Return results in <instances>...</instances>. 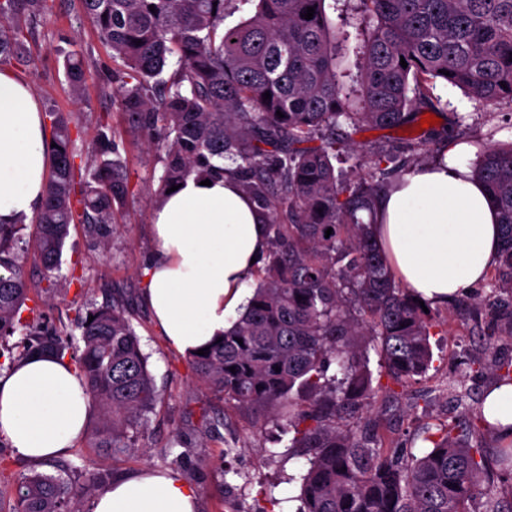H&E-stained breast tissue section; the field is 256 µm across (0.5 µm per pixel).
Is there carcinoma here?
I'll use <instances>...</instances> for the list:
<instances>
[{"label": "carcinoma", "mask_w": 512, "mask_h": 512, "mask_svg": "<svg viewBox=\"0 0 512 512\" xmlns=\"http://www.w3.org/2000/svg\"><path fill=\"white\" fill-rule=\"evenodd\" d=\"M232 2L81 0L100 41L121 61L102 95L164 152L155 200L192 175L224 173L227 159L267 218L259 286L222 341L190 356L196 376L256 420L284 423L294 431L293 447L315 449L301 476L298 512H467L465 505L481 498L482 512H512L493 490L497 480L512 486V442L487 452L481 431L492 429L481 409L458 431H425L431 448L419 455L406 446L384 449L368 347L380 353L392 384L405 388L430 368L435 323L359 217L385 188L374 171L389 154L371 152L370 172L352 186L338 183L332 163L347 147L337 134L342 125L406 126L436 108L431 90L438 82L487 104L512 102V0H360L373 28L360 46L355 90L336 71V29L325 0H255L251 16L226 29ZM53 7L54 0H0V65L24 58ZM309 7L315 12L306 20ZM62 67L70 93L83 96L93 70L88 51L65 54ZM265 92L271 98L263 99ZM49 117L50 171L32 241L24 239V225L0 224V339L27 330L23 349L0 345V358L12 365L32 353L70 357L98 413L92 447L125 455L158 399L129 295L117 289L102 305L76 311L70 329L42 311L35 326L19 316L31 292L20 265L29 244L49 278L71 224L106 238L128 195L115 141L99 139L89 182L75 161L73 119ZM427 151L425 141L411 140L400 171ZM473 175L490 192L501 225L492 290L475 317L489 335L488 369L512 380V359L496 356L492 342L512 340V142L481 152ZM333 363L337 376L327 375ZM354 417L356 428L339 425ZM48 466L59 474L33 470L0 492L8 512H80L83 500L109 483L106 473Z\"/></svg>", "instance_id": "cac0c4a2"}]
</instances>
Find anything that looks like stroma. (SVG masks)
I'll list each match as a JSON object with an SVG mask.
<instances>
[{
    "instance_id": "stroma-1",
    "label": "stroma",
    "mask_w": 512,
    "mask_h": 512,
    "mask_svg": "<svg viewBox=\"0 0 512 512\" xmlns=\"http://www.w3.org/2000/svg\"><path fill=\"white\" fill-rule=\"evenodd\" d=\"M56 4L53 15L29 43L31 53L40 59L37 68L8 65L4 71L30 86L42 112H65L79 119L78 155H87L100 136L115 139L127 163L129 194L108 247L94 244L84 225H71L61 266L52 280H45L32 254H25L24 274L42 293L32 296L21 316L31 320L33 309L41 307L51 319L68 322L79 307L103 303L112 289H131L136 294L132 324L160 394L135 452L115 457L91 447L84 436L68 451L66 460L79 469L114 477L143 469L176 473L195 488L199 512H259L273 500L296 512L300 476L310 449L292 447L291 432L275 423L258 431L250 413L225 408L222 396L194 376L187 356L172 348L153 321L143 297L144 273L156 257L150 224L153 192L163 165L156 145L128 128L122 112L100 97L97 84L106 80L116 63L84 16L80 0H56ZM325 11L332 25L347 36L338 68L357 77L358 26L364 20L358 0H326ZM75 44L91 50L98 78L88 85L81 102L70 96L58 64ZM432 93L440 100V124L422 132L430 143L421 164L434 162L441 151L443 142L436 136L441 127L453 128L458 141L476 151L512 142V103L485 104L443 83L436 84ZM351 138L354 149L334 163L336 174L351 179L366 173V159L373 148L382 145L395 154L409 140L401 128L384 132L364 127ZM489 292L488 283L483 282L460 295L458 303L430 304V311L440 314L443 322L441 331L430 339L433 363L426 380L401 391L402 414L384 417L390 446L410 441L422 447L425 427L458 423L456 392L467 390L477 400L493 385L494 374L478 372L472 364L486 339L467 314Z\"/></svg>"
}]
</instances>
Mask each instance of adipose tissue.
I'll use <instances>...</instances> for the list:
<instances>
[{"instance_id":"ef3b65f1","label":"adipose tissue","mask_w":512,"mask_h":512,"mask_svg":"<svg viewBox=\"0 0 512 512\" xmlns=\"http://www.w3.org/2000/svg\"><path fill=\"white\" fill-rule=\"evenodd\" d=\"M48 167L32 89L0 74V224L22 223L39 210ZM151 220L157 258L145 272L144 296L169 344L189 355L245 311L267 226L230 174L207 186L187 178L162 196ZM372 231L402 285L434 303L483 280L500 247L497 208L457 144L395 182L378 203ZM91 411L70 362L29 356L0 372V431L33 462L65 455ZM484 415L496 435L512 440V382L491 391ZM91 512H198V495L176 474L144 471L114 480L93 498Z\"/></svg>"}]
</instances>
